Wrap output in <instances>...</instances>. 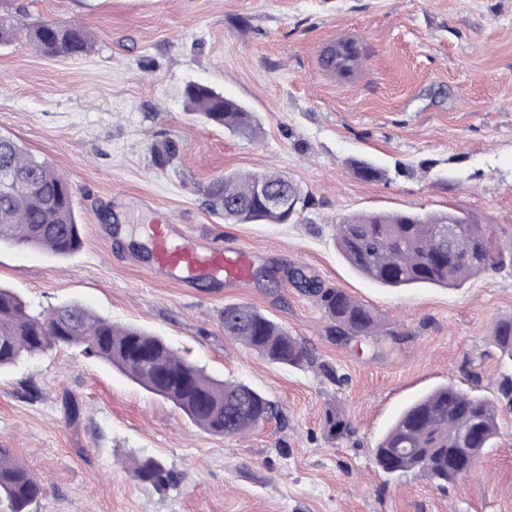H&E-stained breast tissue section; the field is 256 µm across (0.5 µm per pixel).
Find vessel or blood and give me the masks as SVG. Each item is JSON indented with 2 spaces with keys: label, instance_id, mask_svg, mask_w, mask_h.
I'll return each mask as SVG.
<instances>
[{
  "label": "vessel or blood",
  "instance_id": "b4317fda",
  "mask_svg": "<svg viewBox=\"0 0 512 512\" xmlns=\"http://www.w3.org/2000/svg\"><path fill=\"white\" fill-rule=\"evenodd\" d=\"M337 50L359 56L363 53L364 41L359 33L350 31L344 33L337 44L318 47L315 52L318 71L345 83L349 76L337 71L333 58ZM146 237L154 270L164 272L177 282L187 284L205 277L229 286L246 283L251 276L253 253L249 248L204 246L166 219L148 225Z\"/></svg>",
  "mask_w": 512,
  "mask_h": 512
}]
</instances>
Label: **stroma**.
<instances>
[{"mask_svg":"<svg viewBox=\"0 0 512 512\" xmlns=\"http://www.w3.org/2000/svg\"><path fill=\"white\" fill-rule=\"evenodd\" d=\"M0 15L75 21L86 54L43 57L25 38L0 47V135L69 181L83 245L60 257L0 246V286L34 310L80 303L162 336L221 380L266 394L279 418L235 437L209 434L116 368L57 348L0 370V445L41 480L34 512H512V409L478 471L442 488L378 470L372 450L413 398L448 382L496 398L489 346L512 317V0H0ZM356 31L367 60L337 85L313 68L332 35ZM200 83L240 102L245 138L187 112ZM174 141L170 166L151 148ZM382 172L365 180L354 161ZM273 169L307 206L295 224H231L203 187ZM454 209L494 225L502 266L459 288H386L352 269L338 218ZM210 246L244 245L263 276L238 288L184 287L154 271L144 225L157 214ZM302 268L345 289L402 334L391 349L344 346ZM228 304H249L305 342L338 381L268 362L224 334ZM476 374H469L470 363ZM338 404L352 432L328 440ZM173 473L157 491L137 457ZM131 472L139 482L152 485L157 489L165 488L173 482L171 471L160 459L153 457L135 459L132 462Z\"/></svg>","mask_w":512,"mask_h":512,"instance_id":"obj_1","label":"stroma"}]
</instances>
